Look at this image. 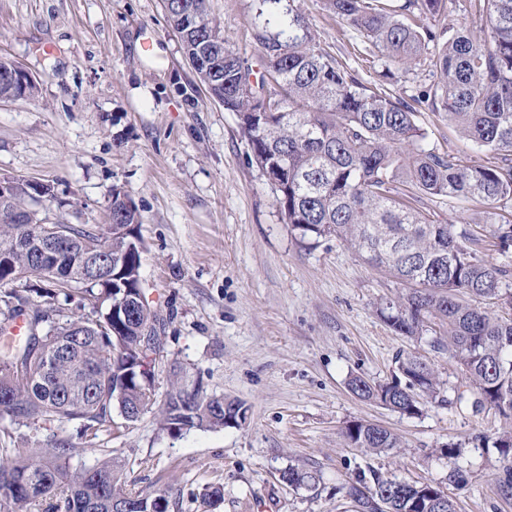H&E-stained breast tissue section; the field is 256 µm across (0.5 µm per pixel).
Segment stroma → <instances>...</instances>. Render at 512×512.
Here are the masks:
<instances>
[{"label": "stroma", "instance_id": "1", "mask_svg": "<svg viewBox=\"0 0 512 512\" xmlns=\"http://www.w3.org/2000/svg\"><path fill=\"white\" fill-rule=\"evenodd\" d=\"M209 5L227 45L258 65L254 0ZM303 9L322 45L373 83L383 63L377 48L320 0ZM1 58L31 72L38 91L0 99V175L50 184L46 207L57 219L102 232L113 187L127 190L142 220L141 275L167 318L156 393L167 390L177 361L208 393L248 408L239 426L169 433L148 412L103 436L128 487L165 493L170 512H354L336 487L374 470L443 487L458 512H512V498L498 490L500 458L482 443L512 421L490 407L473 412L468 380L430 336L392 333L378 307L400 291L394 277L339 241H296L235 113L199 82L162 0H0ZM417 120L426 148L495 163L444 113L424 108ZM418 207L441 224L469 219L466 247L512 264L492 225L480 223L482 204L425 197ZM408 352L434 366L446 396L459 392L463 401L406 416L349 390L353 375L390 380ZM353 421L388 428L400 448L350 446L343 430ZM446 444L459 446L455 460ZM453 466L461 484L448 481ZM291 468L320 480L290 485L283 475ZM212 488L222 498L203 504Z\"/></svg>", "mask_w": 512, "mask_h": 512}]
</instances>
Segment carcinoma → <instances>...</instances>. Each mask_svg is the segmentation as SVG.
I'll use <instances>...</instances> for the list:
<instances>
[{"mask_svg": "<svg viewBox=\"0 0 512 512\" xmlns=\"http://www.w3.org/2000/svg\"><path fill=\"white\" fill-rule=\"evenodd\" d=\"M169 25L181 28L186 58L202 42L214 49L209 78L201 79L224 110L237 115L251 149V160L275 190L284 223L302 244L323 239L345 242L359 257L388 271L405 291L385 302L380 314L398 336L421 338L442 327L448 339L431 340L448 347L473 388L475 412L490 406L512 418V315L505 317L468 299L503 302L512 308L509 265H498L469 250L467 231L436 224L414 206L424 196L488 205L483 223L495 225L501 251L512 247V0H469V9L486 18L483 37L465 28L439 26L445 0H406L394 9L389 0H322L339 22L381 52L383 79L394 71H425L429 83L417 103L444 112L462 137L500 156L492 166L474 165L423 147L426 133L416 109L383 88L362 84L316 39L301 0H258L253 18L262 72L226 46L224 32L209 13L208 0H163ZM190 12L194 27L182 26ZM112 223L126 235L113 237L86 225L68 226L65 247L45 259L59 275L43 286L13 288L9 273L0 274V415L33 430L58 422L71 424L82 443L94 447L104 433L125 430L143 414L154 412L160 428L183 430V418L201 429H222L224 405L199 379L173 363L163 395L145 393L134 366L139 358L135 327L144 320L158 324L155 375L163 352L166 318L141 288L144 241L138 209L126 207L112 193ZM16 224L0 223V249L13 248L20 267L37 261L20 243ZM86 254L103 261H128L124 280L137 296L134 322L118 328L102 295L108 282L72 287L71 275ZM78 296L86 313L72 317L63 303ZM44 298L56 319L45 322L36 309ZM23 318L25 335L11 329ZM399 376L371 382L348 381L357 397L379 402L404 415L422 413L423 399L445 402L434 368L407 354L398 358ZM124 398L117 401V388ZM345 439L373 452L399 447V438L374 423L353 422ZM485 442L500 456L497 478L502 495L512 496V432ZM78 449L52 434L35 448H0V512H169L158 492L126 488L112 462V449L86 467H74ZM291 485L316 483L310 471L288 470ZM356 512H457L438 486L361 474L341 487Z\"/></svg>", "mask_w": 512, "mask_h": 512, "instance_id": "cac0c4a2", "label": "carcinoma"}]
</instances>
